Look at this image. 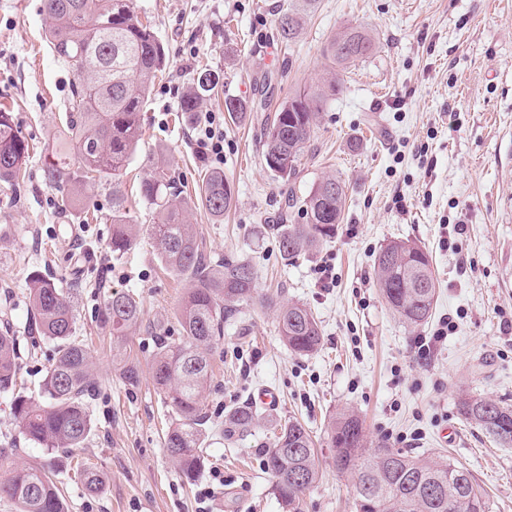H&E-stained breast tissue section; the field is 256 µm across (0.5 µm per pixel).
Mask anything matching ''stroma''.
Here are the masks:
<instances>
[{"instance_id":"stroma-1","label":"stroma","mask_w":512,"mask_h":512,"mask_svg":"<svg viewBox=\"0 0 512 512\" xmlns=\"http://www.w3.org/2000/svg\"><path fill=\"white\" fill-rule=\"evenodd\" d=\"M288 2L134 0L169 57L123 176L139 235L116 256L108 188L88 189L89 219L61 213L57 191L42 179L74 76L46 42L41 0H0V105L32 147L23 184L0 183V320L16 336L22 390L38 396L54 345L25 331L27 281L39 271L77 288L76 334L93 350L96 393L93 431L74 456L107 482L88 492L67 459H50L25 439L5 395L0 448L15 447L18 464L54 461L67 512H283L262 450L276 422L294 417L315 436L322 470L302 512H354L355 478L337 468L325 434L332 414L352 411L368 444L448 456L487 490L493 512H512V447H500L458 408L467 394L512 403V0H315L286 44L276 23ZM348 27L367 32L377 49L339 73L291 184L294 206L283 208L286 186L262 158L265 128L274 107L328 80L323 51ZM201 67L219 78V97L201 108L224 132L219 157L201 144L197 120L177 117ZM262 83L270 109L226 119L225 96L252 101ZM158 152L180 177L205 253L250 259L258 294L284 289L286 299L311 309L323 336L318 353L295 356L280 339L276 308L241 306L212 353L214 379L202 399L212 431L205 466L191 482L164 448L174 413L149 376L127 385L113 357L118 351L144 366L161 342L181 337L187 283L159 260L149 236L154 207L139 192L146 161ZM210 169L223 171L235 191L220 221L194 202ZM328 175L346 185L335 237L285 259L276 225L302 223L304 198ZM396 239L426 249L438 278L432 315L420 325L395 318L376 286L374 258ZM115 291L136 294L143 306L139 325L121 338L98 322ZM446 318L454 330L420 356L417 338L432 336ZM262 387L277 392V407L251 435L224 438L227 415Z\"/></svg>"}]
</instances>
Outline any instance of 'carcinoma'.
I'll return each instance as SVG.
<instances>
[{
  "label": "carcinoma",
  "mask_w": 512,
  "mask_h": 512,
  "mask_svg": "<svg viewBox=\"0 0 512 512\" xmlns=\"http://www.w3.org/2000/svg\"><path fill=\"white\" fill-rule=\"evenodd\" d=\"M46 39L52 52L76 76L65 128L45 156V183L61 192L60 210L85 205L90 184H108L112 195V253L122 255L134 244L137 225L122 191V171L136 153L142 136V112L152 85L166 61V50L151 24L143 21L132 0H42ZM302 16L293 4L280 12L278 34L292 40ZM373 40L364 31L347 28L329 41V66L354 64L370 57ZM219 81L201 73L184 94V117L200 111ZM336 83L294 95L280 105L264 133L266 167L282 182L298 174L315 121ZM30 145L0 107V182H12L24 171ZM140 195L155 208L151 235L162 264L189 280L180 307L182 340L157 347L148 371L157 391L175 414L164 447L182 475L194 480L204 468L203 444L208 437L207 413L201 399L212 382L210 352L224 335V320L256 299L254 265L244 258L212 260L202 253L192 225L186 221L189 202L175 192L166 160L155 156L140 183ZM345 199V183L327 176L313 184L304 199L306 223L279 231V250L295 259L336 235ZM197 201L218 221L234 201V188L221 171H209L198 188ZM376 286L389 309L402 321L419 325L430 317L437 281L430 255L415 243L392 240L375 258ZM29 300L37 332L54 343L55 356L36 400L16 390V338L0 331V394L12 397L21 433L31 442L61 456L80 448L92 423L91 355L76 336L72 305L74 289L60 288L35 272L29 279ZM282 292L261 302L278 307V330L288 350L308 356L322 342L312 312L298 302H282ZM141 320L135 294L115 292L99 314V323L114 336H124ZM143 371L134 361L121 367L125 383L136 385ZM460 414L480 427L501 447H512V404L482 395L460 401ZM258 412L251 405L234 409L224 420V436L251 432ZM330 447L341 455L340 467L356 475L355 512H491L487 491L464 466L444 458H426L408 450L379 444L366 447L358 415L343 412L326 428ZM265 469L284 512H301V495L316 484L321 472L315 443L306 427L292 418L275 427L272 446L265 449ZM86 488L99 492L105 483L96 470H82ZM0 499L17 512H66L62 492L42 464L13 469L0 480Z\"/></svg>",
  "instance_id": "1"
}]
</instances>
